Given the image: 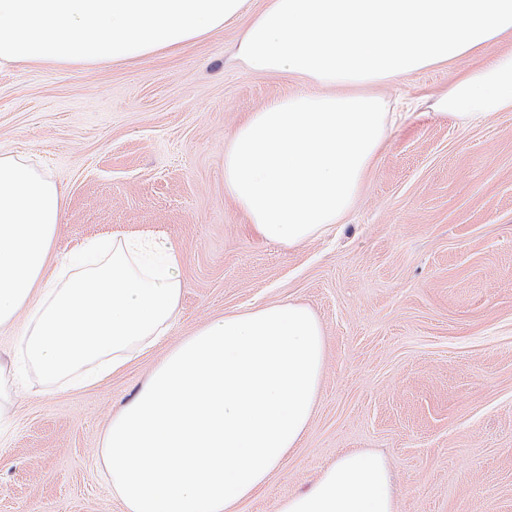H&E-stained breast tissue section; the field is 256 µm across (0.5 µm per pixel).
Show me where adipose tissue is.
<instances>
[{"instance_id": "obj_1", "label": "adipose tissue", "mask_w": 512, "mask_h": 512, "mask_svg": "<svg viewBox=\"0 0 512 512\" xmlns=\"http://www.w3.org/2000/svg\"><path fill=\"white\" fill-rule=\"evenodd\" d=\"M0 0V64L126 61L204 38L243 15L251 68L317 84L250 113L224 150V187L254 233L285 247L351 211L392 117L364 85L450 64L512 34V0ZM443 115L512 108V53L456 78ZM57 184L0 155V327L26 313L21 348L48 379L116 370L165 336L180 297L171 247L50 246ZM316 315L295 303L225 314L175 347L110 422L105 470L125 512H237L300 445L324 361ZM279 512H396L384 461L339 456Z\"/></svg>"}]
</instances>
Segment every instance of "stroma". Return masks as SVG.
Listing matches in <instances>:
<instances>
[{
	"instance_id": "stroma-1",
	"label": "stroma",
	"mask_w": 512,
	"mask_h": 512,
	"mask_svg": "<svg viewBox=\"0 0 512 512\" xmlns=\"http://www.w3.org/2000/svg\"><path fill=\"white\" fill-rule=\"evenodd\" d=\"M247 23L127 61L0 67V154L64 195L52 254L154 234L181 280L166 337L95 386L22 357L27 319L0 332V512H124L112 417L197 329L288 302L322 325L321 386L299 448L238 512H278L348 451L383 456L397 512H512V109L435 113L470 59L373 86L397 119L345 223L264 242L224 189V148L306 85L237 58Z\"/></svg>"
}]
</instances>
